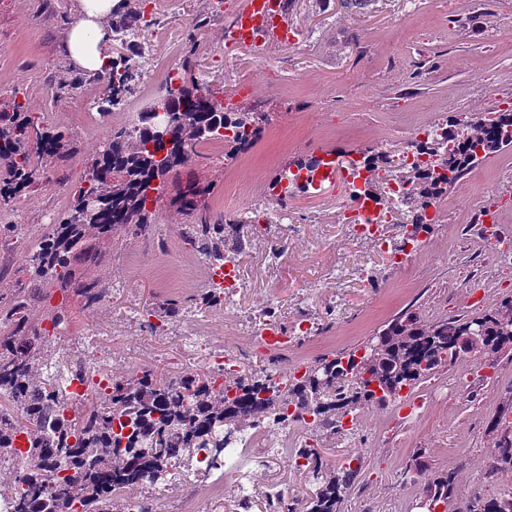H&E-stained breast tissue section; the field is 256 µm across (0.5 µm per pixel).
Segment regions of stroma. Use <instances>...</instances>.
<instances>
[{
	"label": "stroma",
	"instance_id": "35a3bbf8",
	"mask_svg": "<svg viewBox=\"0 0 512 512\" xmlns=\"http://www.w3.org/2000/svg\"><path fill=\"white\" fill-rule=\"evenodd\" d=\"M0 0V109L22 98L44 124L69 133L79 157L96 148L106 132L128 125L145 110L165 82L164 67L175 63L184 82H196L232 99L237 109L270 117L261 137L245 152L228 156L223 143L184 168L181 181L204 191L200 213L211 223L224 219L246 225L254 239L284 247L288 258L267 272L260 252L239 257L237 265L250 286L240 297L245 309L274 303L281 328L304 318L312 326L290 348L289 358L307 361L361 348L402 312L437 321L478 314L512 299V262L490 268L481 262L483 245L468 240L470 224L486 199H494L505 224L512 226V149L491 155L447 195L437 200L434 225L414 261L394 263L371 246L346 239L340 214L352 187L339 179L315 196L296 194L280 201L269 185L285 165L332 151L356 157L372 147L392 156L405 149L416 125L469 121L503 109L502 90L512 89V0H371L354 12L342 0H287L285 19L295 42L268 40L260 45L225 42L242 0H127L144 11L148 23L125 36L111 35L102 49L117 65L134 73L120 105L101 111L102 84L73 66L64 43L78 19L77 0ZM239 191L238 207L224 213V192ZM265 202L278 236L266 237L253 222L252 206ZM70 202L50 184L32 188L7 213L9 223L41 226L58 217ZM157 223L167 225L162 242L123 229L101 247L93 271L106 284L105 296L86 306L75 292L52 289L34 298L31 314L41 320L50 307L64 305L69 320L51 332L46 359L65 362L84 336L101 332L112 373L128 377L142 368L171 376L185 365L177 337L182 321L154 330L148 315L172 302L188 309L198 331L218 327L224 346L243 366L267 364L254 327L201 306L199 296L211 282L180 232L198 218L178 213L172 193L156 206ZM30 246L17 239L0 251V296L10 297L29 282ZM348 266L347 281L327 284L330 261ZM374 271L376 286L358 277L359 267ZM337 309H330L331 297ZM490 371L473 394L437 402L414 427L387 438L395 405L358 413L355 438L325 435L323 460L339 465L346 450L363 453L360 473L349 489L344 512H424L423 483H407L414 468L424 474L455 473L453 506L465 512L474 500L512 497V472L485 478L495 443L494 421L512 422V349L483 358H462L414 387L424 392L462 373ZM285 450L272 472L287 488L286 503L305 501L315 488L309 471L296 470Z\"/></svg>",
	"mask_w": 512,
	"mask_h": 512
}]
</instances>
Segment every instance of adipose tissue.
I'll return each instance as SVG.
<instances>
[{"mask_svg":"<svg viewBox=\"0 0 512 512\" xmlns=\"http://www.w3.org/2000/svg\"><path fill=\"white\" fill-rule=\"evenodd\" d=\"M120 0H79L80 17L70 28L66 46L72 63L88 72H98L110 59L101 49L108 24L119 8Z\"/></svg>","mask_w":512,"mask_h":512,"instance_id":"adipose-tissue-1","label":"adipose tissue"}]
</instances>
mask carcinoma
<instances>
[{"instance_id":"1","label":"carcinoma","mask_w":512,"mask_h":512,"mask_svg":"<svg viewBox=\"0 0 512 512\" xmlns=\"http://www.w3.org/2000/svg\"><path fill=\"white\" fill-rule=\"evenodd\" d=\"M143 15L129 9L112 17V29L126 33L142 23ZM110 65L98 77L103 82L101 103L121 102L119 87L125 71ZM175 147L165 156L153 145L151 113H139L137 122L111 131L100 147L85 159L86 175L75 190L63 219L50 225L43 242L28 253L33 287L72 288L87 305L97 303L104 289L93 275L76 276L73 262L90 268L97 258L85 250L88 240L105 239L118 230L135 228L148 233L155 207L167 184L179 185L180 170L191 162L201 143L224 139V128L234 129V139L261 132L262 112H228L207 87L181 84L171 96ZM512 148V110L490 119L468 121L450 129L437 127L432 142V167L436 180L410 194L412 205L424 210L455 188L483 156ZM76 154L72 140L61 130L40 128L27 103L16 101L0 112V208L13 204L43 181L47 167ZM185 224L182 236L205 255L212 270L224 269L247 251L249 236L243 225ZM203 303H224V287L212 283ZM29 294L15 292L0 307V321L11 332L0 336V461L17 462L22 476L14 482L15 512H61L69 503L80 512H112V488L122 490L154 486L164 478L176 455L199 448L224 447V426L252 428L263 420L279 418L283 404L318 418L317 427L336 428V421L361 408L395 398L404 387L454 363L462 353L463 336L470 319L453 316L427 321L409 313L393 319L380 332L384 348L364 355L322 358L320 371L331 373L319 382L314 370L289 383L283 377L229 373L224 380L203 371H187L169 378L151 369L116 379L112 391L92 395L88 414L77 422L61 412L67 395L44 375V340L28 317ZM501 307L478 316L483 323V344L492 353L512 345V326L500 321ZM316 480L315 491L301 512H340L346 490L359 470L323 464L316 448H300ZM512 471V436L500 438L491 450L487 475ZM453 474L425 481L431 501L450 504Z\"/></svg>"}]
</instances>
